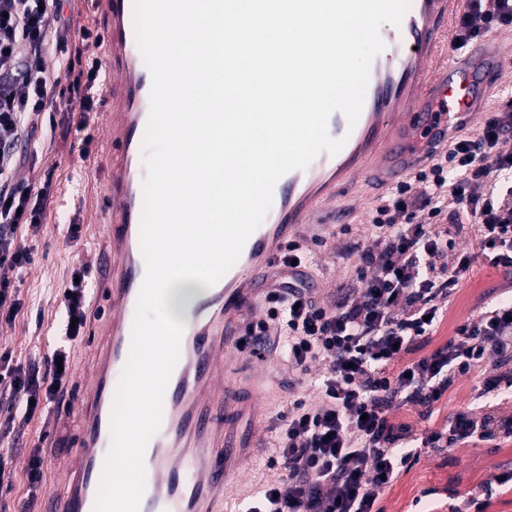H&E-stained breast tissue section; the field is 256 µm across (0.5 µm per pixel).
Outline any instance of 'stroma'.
Masks as SVG:
<instances>
[{
	"label": "stroma",
	"instance_id": "35a3bbf8",
	"mask_svg": "<svg viewBox=\"0 0 512 512\" xmlns=\"http://www.w3.org/2000/svg\"><path fill=\"white\" fill-rule=\"evenodd\" d=\"M102 111L88 113L86 125L62 111L54 115V128L41 141L36 155L17 166L15 178L32 191L48 194L47 217L43 224L23 227L20 240L32 250V260L16 296L20 308L12 321L0 322V354L12 364L29 365L43 360L56 348L66 320L64 287L73 269L82 267L84 255L104 236L106 214L101 205L103 184L94 139L102 123ZM373 198L361 194L349 227L334 225L325 243H310L313 285L321 297L339 294L356 278L363 262L360 254L342 256V248L357 242L369 246L364 224ZM512 296V271L494 265L484 256L473 260L469 277L456 286L434 334L421 344L419 355L429 354L447 342L456 326L484 312L497 298ZM249 353L232 359L233 378L243 391H251V370L258 364ZM265 374L263 403L268 412L285 409L290 394L314 400L309 383L288 387L286 364L280 356L260 362ZM479 382L477 372L458 376L431 409L412 404L394 408L397 420L416 432L443 428L457 411L471 402ZM69 408L47 414L36 412L30 420L11 418L0 404V465L8 473L0 483V512H24L27 501L26 467L34 449L52 448L61 436H73ZM512 470V441L501 443H458L441 450L423 449L401 470L397 481L380 492L379 512H448L481 486L493 484L489 512H512V486H496L499 474Z\"/></svg>",
	"mask_w": 512,
	"mask_h": 512
}]
</instances>
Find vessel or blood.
<instances>
[{
	"mask_svg": "<svg viewBox=\"0 0 512 512\" xmlns=\"http://www.w3.org/2000/svg\"><path fill=\"white\" fill-rule=\"evenodd\" d=\"M462 0H411L400 25H383L384 50L372 62L356 125L333 113L328 130L345 144L277 182L273 203L236 263L197 302L181 339L163 400L162 424L148 443L139 512H224L248 444L241 438L260 416L259 393L241 398L224 375L247 324L261 318L258 287L306 224H340L349 194L384 196L407 182L462 127L482 118L491 90L505 89L512 41L500 38L453 50ZM106 20L101 65L109 110L99 138L107 207L105 245L87 259L107 306L92 347L89 391L72 412L75 442L52 512H93L111 445L113 402L132 342L145 262L140 248L142 141L152 78L139 50L133 0H93Z\"/></svg>",
	"mask_w": 512,
	"mask_h": 512,
	"instance_id": "obj_1",
	"label": "vessel or blood"
}]
</instances>
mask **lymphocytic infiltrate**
<instances>
[{
	"label": "lymphocytic infiltrate",
	"mask_w": 512,
	"mask_h": 512,
	"mask_svg": "<svg viewBox=\"0 0 512 512\" xmlns=\"http://www.w3.org/2000/svg\"><path fill=\"white\" fill-rule=\"evenodd\" d=\"M62 0H0V318L11 320L13 296L31 251L18 238L24 225L46 218V194H32L15 180V157L37 144L45 114L57 103L96 111L102 75L69 50V24ZM461 43L512 28V0H466L459 19ZM60 55L48 69V51ZM512 131V109L486 113L478 133L451 142L430 173H418L422 192L405 183L370 212L373 243L356 285L331 302L316 301L306 239L289 245L274 272L264 320L249 324L242 347L264 356L279 337L283 356L297 378L315 365V401L296 399L270 418V466L277 474L260 480L241 512H376L380 491L421 448H444L478 439L496 440L492 415L473 409L455 413L447 432L415 436L391 414L395 402L424 407L439 401L458 375L476 370L475 401L512 389V299L495 301L477 319L456 327L448 342L416 356L432 335L455 286L468 276L473 252L512 268V151L502 137ZM472 230L470 250L448 258L451 233ZM64 290L67 340L84 332L88 280L71 272ZM70 354L55 349L43 369L9 368V389L24 400L11 414L30 418L38 405L60 406L70 392Z\"/></svg>",
	"instance_id": "lymphocytic-infiltrate-1"
}]
</instances>
